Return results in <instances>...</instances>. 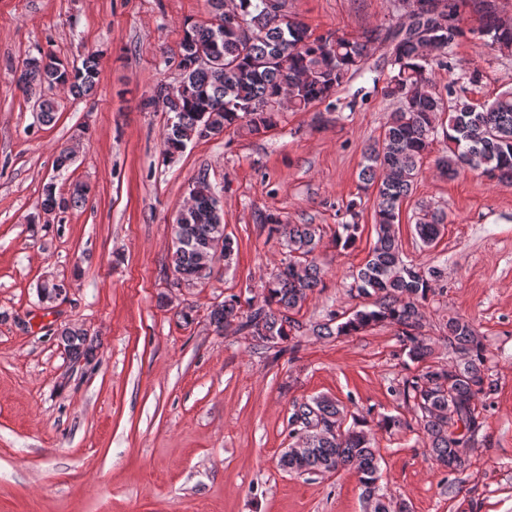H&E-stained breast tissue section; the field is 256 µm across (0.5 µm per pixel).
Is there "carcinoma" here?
I'll use <instances>...</instances> for the list:
<instances>
[{"mask_svg": "<svg viewBox=\"0 0 512 512\" xmlns=\"http://www.w3.org/2000/svg\"><path fill=\"white\" fill-rule=\"evenodd\" d=\"M442 23L426 36L428 47L408 33L415 22L380 35L365 32L363 39L345 36L312 37L308 28L288 15L287 0H238L236 7L249 27L251 37L239 38L213 24L192 25L185 29L177 47L170 50L184 70L185 89L168 99L164 111L171 114L162 138L163 154L169 158L187 143L203 140V129L216 132L242 125L251 135L274 126L277 109L273 103L288 93V107L305 112L333 101L339 88L364 72L369 45L379 37L389 42L391 75L381 88L382 95L396 101L381 139L363 153L359 180L375 193L376 243L358 270L351 274L350 291L362 298L375 299L374 308L355 311L336 327L329 322L317 327L319 336L350 335L368 327L388 323L398 328V338L418 372L403 381L402 396L419 410L417 423L427 440L434 460L456 470L466 463L472 434L480 426L476 401L490 394L486 376L487 347L474 326L459 316L444 323V340L459 355L455 362L432 360V348L422 334V304L435 293L443 269L423 268L403 258L395 232L400 221V205L413 191L424 158L437 137L446 143L436 159L443 174L454 176L462 170L479 172L501 184L512 185V89L498 94L491 102L475 103L465 96L464 83L480 79L477 69L459 66L460 74L448 81L441 93L433 83V66L453 53L456 40L464 34V17L458 0H427ZM478 13L477 33L487 45L503 54H512V25L502 22L496 0H471ZM212 56V65L190 67L182 56L186 41ZM48 63L23 72L18 84L23 92L34 85L63 87L76 99L92 94L97 84L100 58L87 55L81 66L72 68L47 55ZM200 196L197 209L177 225L176 244L170 261L174 281L187 284L209 279L213 267L203 263L210 242L224 237V263L234 254L233 240L224 234V223L208 206L212 190L206 174L196 178ZM85 193L74 190L70 198L56 195L53 186L45 189L42 206L66 208L78 204ZM269 225V233L281 240L287 255L273 276L264 284L262 300L230 295L214 305L210 321L219 329L232 326L245 331L260 346L273 347L286 340L299 323L290 312L324 287V273L315 256L322 235L316 224H285L275 214L258 215ZM333 239L338 249L354 246L360 225L342 224ZM444 228V216L425 209L415 231L425 247L433 246ZM65 348L74 359L87 362L94 357L80 328L67 327L60 333ZM347 414L336 400L319 396L294 408L290 417L291 436L304 442L299 455H280L282 470L296 475L316 472L337 473L353 468L366 495L370 512H408L405 502H396L377 486L380 479L377 449L364 430L366 419L355 417L345 428ZM335 431L322 435L314 430L319 423Z\"/></svg>", "mask_w": 512, "mask_h": 512, "instance_id": "carcinoma-1", "label": "carcinoma"}]
</instances>
